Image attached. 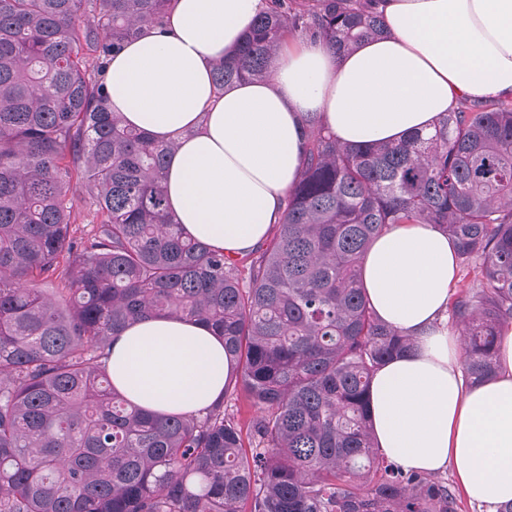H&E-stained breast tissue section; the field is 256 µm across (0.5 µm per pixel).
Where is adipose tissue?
Segmentation results:
<instances>
[{
	"label": "adipose tissue",
	"mask_w": 512,
	"mask_h": 512,
	"mask_svg": "<svg viewBox=\"0 0 512 512\" xmlns=\"http://www.w3.org/2000/svg\"><path fill=\"white\" fill-rule=\"evenodd\" d=\"M269 0H174L110 60V108L126 124L175 143L165 170L168 211L192 238L231 256L261 245L302 165L314 115L351 146L432 133L463 102L512 99V0H376L384 32L344 54L300 40L263 79L216 90L212 67L252 30ZM456 246L431 224H395L365 253L361 285L414 348L370 385L376 445L404 469H455L466 498L496 512L512 503V325L496 380L467 384L448 322ZM113 386L162 414L221 401L234 367L206 325L137 321L112 339Z\"/></svg>",
	"instance_id": "obj_1"
}]
</instances>
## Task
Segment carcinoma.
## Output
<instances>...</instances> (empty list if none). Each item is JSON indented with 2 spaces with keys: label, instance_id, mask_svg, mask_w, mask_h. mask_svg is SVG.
I'll return each instance as SVG.
<instances>
[{
  "label": "carcinoma",
  "instance_id": "1",
  "mask_svg": "<svg viewBox=\"0 0 512 512\" xmlns=\"http://www.w3.org/2000/svg\"><path fill=\"white\" fill-rule=\"evenodd\" d=\"M172 0H0V512H459L448 482L375 448L374 373L413 340L358 267L391 224H432L475 273L450 303L465 377L498 371L512 322V101L365 149L306 119L280 223L231 258L167 218L174 144L109 108L108 61ZM217 90L292 39L381 33L365 0H270ZM92 229L73 227L75 208ZM209 326L235 372L203 414L131 403L112 337L148 317ZM256 416L248 438L237 402Z\"/></svg>",
  "mask_w": 512,
  "mask_h": 512
}]
</instances>
